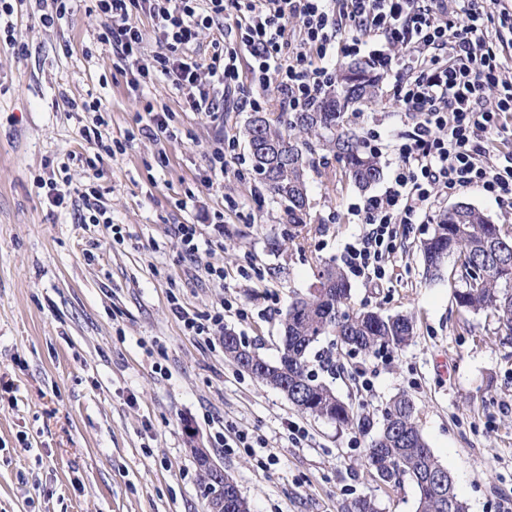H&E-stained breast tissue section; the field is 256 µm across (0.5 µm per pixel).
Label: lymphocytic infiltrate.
<instances>
[{
  "mask_svg": "<svg viewBox=\"0 0 512 512\" xmlns=\"http://www.w3.org/2000/svg\"><path fill=\"white\" fill-rule=\"evenodd\" d=\"M106 19L99 35L111 45L132 90L171 82L196 112L218 114L240 79L249 54L253 79L278 76L277 90L292 112L332 85L336 55L360 53L364 37L374 65L396 78V101L414 120L397 144L391 181L362 208L365 231L341 256L351 275L384 279L396 227L422 224L437 197L476 188L512 203V0H498L499 25L478 0H95ZM149 16L151 29L137 15ZM465 24H458V16ZM232 23V38L216 36L209 63L195 44L202 30ZM298 33L288 30L290 21ZM349 21L354 36L341 38ZM160 51L145 55L148 34Z\"/></svg>",
  "mask_w": 512,
  "mask_h": 512,
  "instance_id": "lymphocytic-infiltrate-1",
  "label": "lymphocytic infiltrate"
}]
</instances>
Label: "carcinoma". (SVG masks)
Instances as JSON below:
<instances>
[{"mask_svg":"<svg viewBox=\"0 0 512 512\" xmlns=\"http://www.w3.org/2000/svg\"><path fill=\"white\" fill-rule=\"evenodd\" d=\"M382 77L370 66L350 62L338 69L336 83L303 112H283L276 120L252 118L246 128L252 167L260 183L286 203L288 223H307L309 196L307 175L313 155L332 156L343 175L364 190L382 175L380 156L367 141L349 129L358 106L379 97ZM428 272L438 275L445 261L455 258L461 287L455 289L457 304L483 312L497 323L498 332L512 337V234L506 235L479 209L463 202L443 214L433 234L420 246ZM351 284L344 269L324 263L317 285L296 297L282 320L283 350L270 363L240 337L236 344L251 355L254 366H241L256 380L279 391L302 414L325 418L338 426L366 422L354 408L339 399L309 369V355L323 336H334L350 354L367 355L398 350L412 340V318L354 308ZM361 464L374 470L386 486L410 478L418 491L417 512H465L455 492L453 478L426 443L406 394L391 399L383 410V425L372 438ZM233 501L224 512H250L247 500L236 488L219 493ZM342 512H380L376 498L356 497Z\"/></svg>","mask_w":512,"mask_h":512,"instance_id":"cac0c4a2","label":"carcinoma"}]
</instances>
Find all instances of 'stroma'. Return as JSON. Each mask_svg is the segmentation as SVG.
<instances>
[{
  "instance_id": "1",
  "label": "stroma",
  "mask_w": 512,
  "mask_h": 512,
  "mask_svg": "<svg viewBox=\"0 0 512 512\" xmlns=\"http://www.w3.org/2000/svg\"><path fill=\"white\" fill-rule=\"evenodd\" d=\"M11 20L22 47L0 44V512H206L197 446L209 448L251 512H340L366 494L382 512H416L410 479L390 488L362 466L368 435L297 413L281 392L231 364L222 339L185 335L170 304L175 295L193 313L223 310L226 328L278 361L292 298L360 232L354 206L364 192L329 161L309 174L310 224L289 223L252 169L245 128L253 110L228 101L216 117L191 111L167 81L132 92L98 39L106 19L89 0H76L51 28L27 4ZM393 86L385 78L381 100L355 120L358 133L380 132L386 179L412 129ZM72 98L101 100L108 137L136 132L132 148L99 154L79 134L93 115L70 111ZM150 104L172 112L177 138L138 135ZM224 138L236 142L224 176L204 184L208 155ZM40 178L57 181L68 203L51 206ZM90 183L122 239L90 223L77 195ZM180 224L222 238L203 260L223 268V280L184 258ZM434 228H401L389 278L351 282L352 305L413 315L412 342L352 357L325 336L311 368L376 425L385 404L407 394L467 512H505L512 345L501 344L485 313L457 306L453 262L441 276L427 274L419 246ZM354 369L369 388L348 378ZM292 423L306 439L290 438ZM219 429L227 446L214 442ZM239 431L264 447H234Z\"/></svg>"
}]
</instances>
